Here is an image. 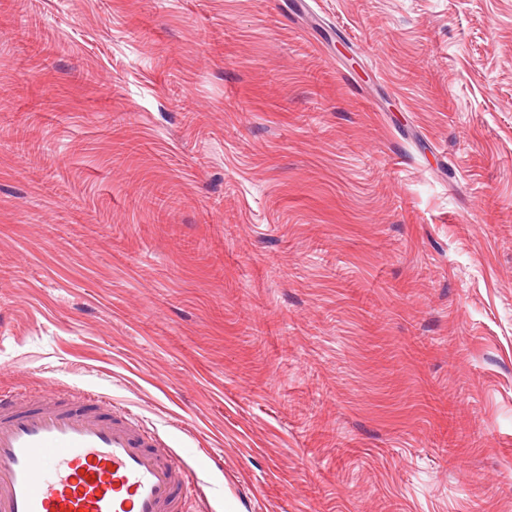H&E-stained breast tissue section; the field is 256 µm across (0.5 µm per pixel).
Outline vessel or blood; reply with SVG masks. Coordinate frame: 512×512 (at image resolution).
I'll return each mask as SVG.
<instances>
[{
	"mask_svg": "<svg viewBox=\"0 0 512 512\" xmlns=\"http://www.w3.org/2000/svg\"><path fill=\"white\" fill-rule=\"evenodd\" d=\"M201 472L85 389L0 394V512H183Z\"/></svg>",
	"mask_w": 512,
	"mask_h": 512,
	"instance_id": "b4317fda",
	"label": "vessel or blood"
}]
</instances>
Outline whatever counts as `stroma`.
<instances>
[{"mask_svg": "<svg viewBox=\"0 0 512 512\" xmlns=\"http://www.w3.org/2000/svg\"><path fill=\"white\" fill-rule=\"evenodd\" d=\"M297 2L0 0V392L184 512H512V0Z\"/></svg>", "mask_w": 512, "mask_h": 512, "instance_id": "1", "label": "stroma"}]
</instances>
